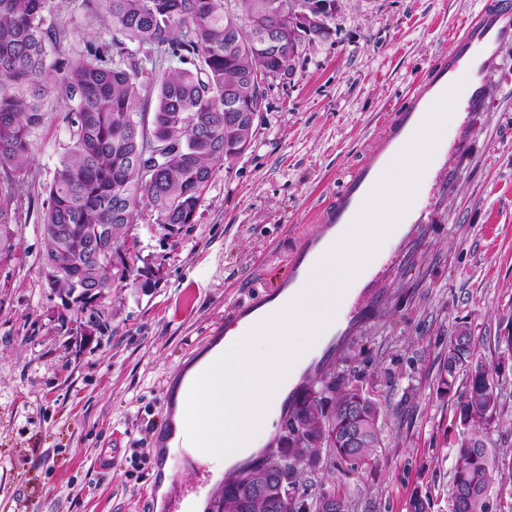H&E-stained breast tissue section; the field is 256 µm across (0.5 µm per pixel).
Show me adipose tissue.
<instances>
[{
	"label": "adipose tissue",
	"mask_w": 512,
	"mask_h": 512,
	"mask_svg": "<svg viewBox=\"0 0 512 512\" xmlns=\"http://www.w3.org/2000/svg\"><path fill=\"white\" fill-rule=\"evenodd\" d=\"M452 123L451 113L434 114L420 146L394 160L370 199V222L337 231L331 255L311 265L305 285L286 289L227 331L188 371L174 396L171 448L209 464L219 479L268 442L289 386L343 319L344 287L354 271L380 258L404 233L405 209Z\"/></svg>",
	"instance_id": "adipose-tissue-1"
}]
</instances>
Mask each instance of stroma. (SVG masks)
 <instances>
[{"label": "stroma", "mask_w": 512, "mask_h": 512, "mask_svg": "<svg viewBox=\"0 0 512 512\" xmlns=\"http://www.w3.org/2000/svg\"><path fill=\"white\" fill-rule=\"evenodd\" d=\"M58 48L48 64L95 40L97 0H50ZM482 0H338L329 34L302 46L290 74L271 81L245 153L218 165L193 223L170 236L139 211L127 237L152 287L115 288L101 327L65 305L42 271L43 202L70 145L65 112L48 94L33 139L29 210L0 229V512H169L157 502V436L175 384L217 343L237 302L268 291L352 164L369 158L384 117L447 50ZM499 95L475 118L447 211L414 233L415 257L390 267L366 323L336 335L309 376L343 375L379 406L373 467L341 470L321 453L299 475L348 512H407L414 492L429 512H451L459 425L436 391L455 331L468 329L487 362L512 330V47ZM490 428L512 464V370ZM113 449L100 469V449Z\"/></svg>", "instance_id": "obj_1"}]
</instances>
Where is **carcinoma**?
Returning <instances> with one entry per match:
<instances>
[{"instance_id":"obj_1","label":"carcinoma","mask_w":512,"mask_h":512,"mask_svg":"<svg viewBox=\"0 0 512 512\" xmlns=\"http://www.w3.org/2000/svg\"><path fill=\"white\" fill-rule=\"evenodd\" d=\"M49 0H0V227L18 223L23 187L29 174L31 137L44 124L43 98L53 91L65 104L70 146L47 186L43 223L44 263L65 271L54 282L67 300L95 298L117 281L136 285L140 269L126 267L114 278L97 263L108 240L98 232L108 224L112 238L123 239L138 208L171 233L193 223L202 190L220 162L240 156L238 145L254 130L238 122L229 101L253 100L258 76L279 77L291 68L298 49L327 33L294 24L296 2L281 0L285 13L270 11L271 0H241L242 14L227 0H99L108 26L95 41L63 60L47 65L57 48L55 28L46 22ZM263 20L288 30L279 45H261L247 30ZM137 47V54L127 45ZM167 56L191 67L156 69ZM154 106L151 122L146 107ZM197 117L193 127L184 115ZM165 147L141 159L152 139ZM336 379V413L331 421L309 417L320 386H300L288 396L283 422L298 426L304 440L293 470L291 500L281 512H322L321 496L306 501L297 487L306 459L326 447L341 467L352 471L377 462L381 433L379 406L356 386ZM437 392L454 400L462 428L452 476V512H493L491 496L500 462L489 445L486 426L500 414L501 384L496 370L476 355L469 332L456 333L443 360ZM362 434V448H348L340 435Z\"/></svg>"}]
</instances>
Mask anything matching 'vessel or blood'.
I'll return each instance as SVG.
<instances>
[{"instance_id":"b4317fda","label":"vessel or blood","mask_w":512,"mask_h":512,"mask_svg":"<svg viewBox=\"0 0 512 512\" xmlns=\"http://www.w3.org/2000/svg\"><path fill=\"white\" fill-rule=\"evenodd\" d=\"M509 45H512V0H488L454 32L448 53L440 55L389 116L386 133L374 144L370 159L353 165L343 175L333 200L321 211L322 223L334 230L365 222L367 203L382 183L392 159L419 137L427 117L444 105L455 116L458 134L439 160L436 178L425 200L413 204L409 214L410 223H433L454 193L459 163L468 152L470 123L473 117L486 111L493 81L503 67V50ZM324 246L320 238L302 240L290 258L283 287L303 280L310 262ZM272 299L268 293L235 304L225 317L226 325L237 326Z\"/></svg>"}]
</instances>
